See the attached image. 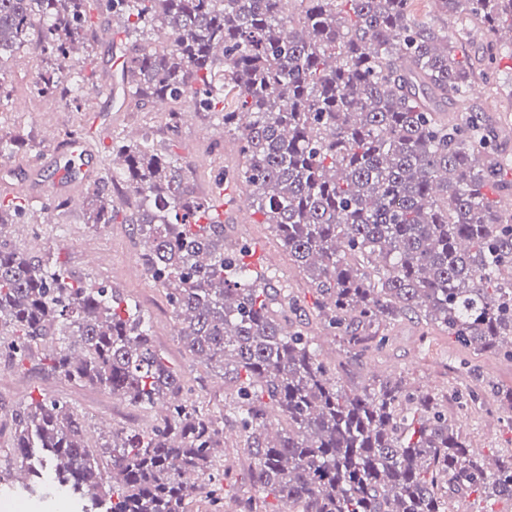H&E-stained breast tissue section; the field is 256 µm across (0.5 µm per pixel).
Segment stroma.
<instances>
[{"mask_svg":"<svg viewBox=\"0 0 512 512\" xmlns=\"http://www.w3.org/2000/svg\"><path fill=\"white\" fill-rule=\"evenodd\" d=\"M105 2L93 0L91 4L92 30L80 54L86 112L74 111L60 98L49 102L31 95L32 70L42 61L38 41H31L5 63L12 107L0 112V130H24L40 143L36 150L20 152L0 163V198L10 199L25 191L37 199L19 223L11 226V239L21 251L33 255L51 253L75 277L97 279L135 301L150 318L156 347L182 374L191 399L204 410L216 413L223 410L230 386L221 374L208 372L185 354L165 294L142 268L130 225L111 224L97 230L87 222L86 201L105 175L103 166L111 160L109 149L113 141L140 135L148 123L163 127L167 117L166 112L153 108L145 112L126 111L120 73L111 69L109 61L127 57L132 48L121 23L113 19ZM412 14L415 21L445 28L449 35L466 34L476 51L490 38L486 29L461 18L441 15L434 0H413ZM498 70L499 81L477 87L476 95L489 108L512 115V50L502 49ZM103 86L113 87L115 96L93 97V89ZM83 120L92 126L89 139L102 167L91 180L78 185L82 199L79 207L60 208L57 200L68 197L69 192L53 183L50 159L65 144V130ZM161 146L190 161L195 186L207 189L216 180H223L226 249L249 246L247 260L252 269L273 277L278 287L297 303L321 359L335 367L345 388H360L381 370L390 377H404L412 392L443 397L449 418L456 420L468 445L480 448L484 459L512 451L511 355L465 348L454 337L428 329L423 321L413 318L387 328L385 348L354 358L342 338L325 331L320 296L289 260L271 226L264 224L262 215L250 207L243 186L224 181L225 170L235 168L239 162L233 136L223 135L196 112L181 123L177 136L162 137ZM61 224L66 225V233L58 232ZM92 252L101 255L100 264L88 263L87 256ZM44 357V351L38 348L20 364L0 359V458L9 453L12 410L32 396L45 395L67 402L96 429L104 423L113 429L134 430L150 424L151 416L144 410L100 390L72 385L47 370Z\"/></svg>","mask_w":512,"mask_h":512,"instance_id":"stroma-1","label":"stroma"}]
</instances>
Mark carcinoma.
<instances>
[{
  "mask_svg": "<svg viewBox=\"0 0 512 512\" xmlns=\"http://www.w3.org/2000/svg\"><path fill=\"white\" fill-rule=\"evenodd\" d=\"M109 0L135 42L121 82L129 104L169 103L168 131L193 103L236 136L243 184L288 257L323 299L324 325L353 356L383 349L364 334L416 317L466 348L512 342V211L489 195L508 160L494 149L475 87L497 72L495 40L472 62L448 32L416 22L412 0ZM512 33V0H434ZM89 0H0V62L29 33L55 66L31 90L83 111L74 62ZM34 147L0 131V159ZM109 183L94 190V227H133L147 274L165 290L176 336L201 364L235 384L218 417L200 410L156 348L137 304L74 277L48 254L17 251L0 199V346L22 362L51 348L49 367L155 412L147 430L97 436L83 415L49 397L13 410V448L30 462L44 501L68 492L100 512H189L200 496L221 507L213 450L224 416L238 425L256 496L239 512H451L452 495L512 499V453L486 464L441 400L400 377L348 390L298 323L284 332L277 291L252 276L249 247L224 251L213 195L188 164L145 129L118 147ZM285 427L269 439L267 423Z\"/></svg>",
  "mask_w": 512,
  "mask_h": 512,
  "instance_id": "obj_1",
  "label": "carcinoma"
}]
</instances>
